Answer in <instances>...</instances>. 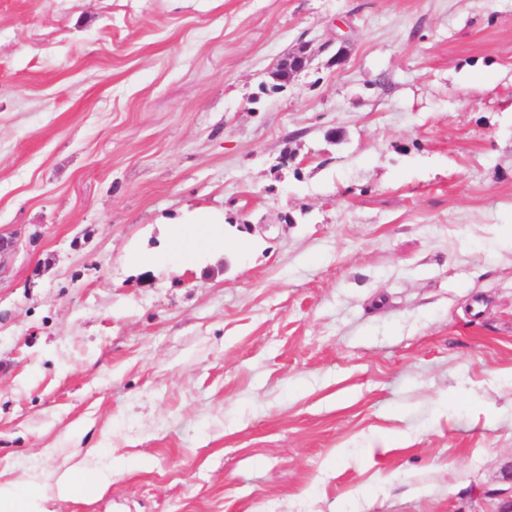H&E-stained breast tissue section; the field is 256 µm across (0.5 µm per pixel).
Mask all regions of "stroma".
Instances as JSON below:
<instances>
[{"mask_svg":"<svg viewBox=\"0 0 512 512\" xmlns=\"http://www.w3.org/2000/svg\"><path fill=\"white\" fill-rule=\"evenodd\" d=\"M0 235V480L126 462L25 512L512 494V0H0ZM311 60L312 52L310 50V44L304 43L298 47L293 55L288 57V70L284 68L283 63H280L272 73V77L277 82L288 83L295 73L305 70ZM224 213L213 210H194L186 212L177 222L162 224L163 234L171 241L182 240L195 227L204 225L209 230V246L201 251L194 253L191 260L198 264L206 262L212 253L224 252L226 247L224 243Z\"/></svg>","mask_w":512,"mask_h":512,"instance_id":"35a3bbf8","label":"stroma"}]
</instances>
